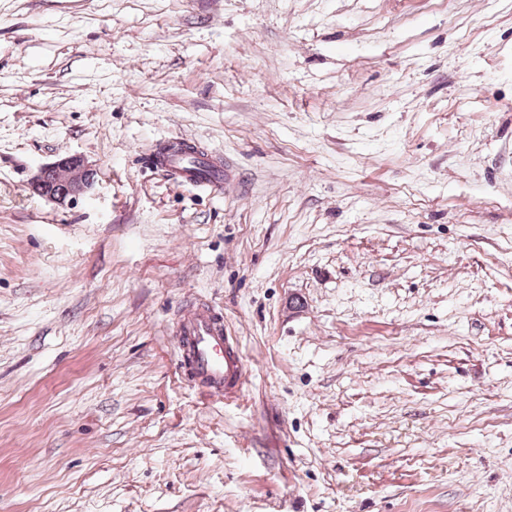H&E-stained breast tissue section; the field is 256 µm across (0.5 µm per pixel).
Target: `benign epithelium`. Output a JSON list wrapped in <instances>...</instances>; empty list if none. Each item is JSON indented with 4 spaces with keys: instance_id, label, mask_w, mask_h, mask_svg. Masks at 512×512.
I'll return each mask as SVG.
<instances>
[{
    "instance_id": "7a95c632",
    "label": "benign epithelium",
    "mask_w": 512,
    "mask_h": 512,
    "mask_svg": "<svg viewBox=\"0 0 512 512\" xmlns=\"http://www.w3.org/2000/svg\"><path fill=\"white\" fill-rule=\"evenodd\" d=\"M96 180V171L77 158H65L40 170L30 190L59 206H69L86 195Z\"/></svg>"
}]
</instances>
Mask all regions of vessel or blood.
I'll return each instance as SVG.
<instances>
[{"instance_id":"obj_1","label":"vessel or blood","mask_w":512,"mask_h":512,"mask_svg":"<svg viewBox=\"0 0 512 512\" xmlns=\"http://www.w3.org/2000/svg\"><path fill=\"white\" fill-rule=\"evenodd\" d=\"M150 168L167 176H182L187 185L221 192L228 173L222 163L207 157L190 158L187 150L156 151L147 158ZM178 346L181 364L193 381L212 397L230 398L241 391L244 358L237 340L224 328V319L200 306L180 324Z\"/></svg>"}]
</instances>
